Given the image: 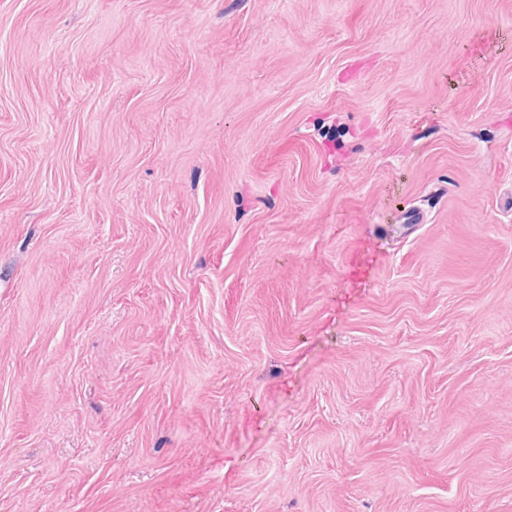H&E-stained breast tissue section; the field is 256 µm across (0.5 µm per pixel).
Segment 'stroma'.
Wrapping results in <instances>:
<instances>
[{
    "label": "stroma",
    "instance_id": "35a3bbf8",
    "mask_svg": "<svg viewBox=\"0 0 512 512\" xmlns=\"http://www.w3.org/2000/svg\"><path fill=\"white\" fill-rule=\"evenodd\" d=\"M0 512H512V0H0Z\"/></svg>",
    "mask_w": 512,
    "mask_h": 512
}]
</instances>
